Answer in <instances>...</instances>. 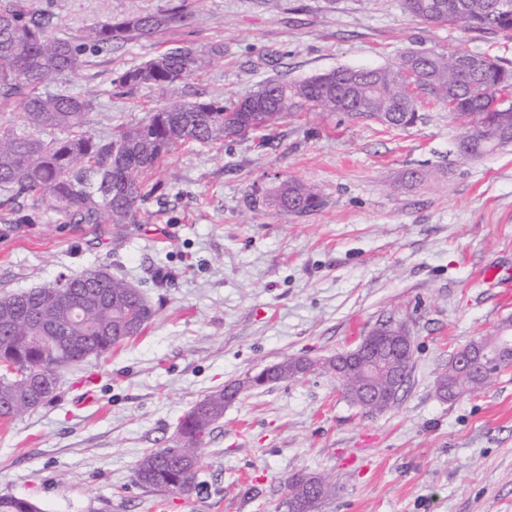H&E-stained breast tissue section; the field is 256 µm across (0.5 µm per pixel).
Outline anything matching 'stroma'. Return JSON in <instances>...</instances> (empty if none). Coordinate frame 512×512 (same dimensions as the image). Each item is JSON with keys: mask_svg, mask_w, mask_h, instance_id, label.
Instances as JSON below:
<instances>
[{"mask_svg": "<svg viewBox=\"0 0 512 512\" xmlns=\"http://www.w3.org/2000/svg\"><path fill=\"white\" fill-rule=\"evenodd\" d=\"M167 0H54L58 33ZM184 27L89 51L72 93L92 98L94 133L144 119V89L115 75L177 46H224L195 81L233 102L270 78L397 64L412 51H465L512 68V40L412 18L403 0H191ZM418 119L309 110L224 147L190 144L155 171L164 193L122 235L62 224L31 201L0 207V296L98 267L142 284L160 314L112 354L71 366L52 399L0 423V496L41 512H288L296 472L335 493L314 512H512V365L491 387L441 398L454 353L512 320V298L475 274L512 267V145L461 155V122L428 91ZM315 187L307 214L268 208L283 180ZM413 340L409 381L382 413L351 405L322 373L244 392L207 439L188 496L145 488L143 453L224 384L286 357L324 359L381 322Z\"/></svg>", "mask_w": 512, "mask_h": 512, "instance_id": "stroma-1", "label": "stroma"}]
</instances>
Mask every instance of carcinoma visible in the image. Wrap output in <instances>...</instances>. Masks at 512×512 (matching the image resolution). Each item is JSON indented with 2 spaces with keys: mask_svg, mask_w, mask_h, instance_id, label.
Returning <instances> with one entry per match:
<instances>
[{
  "mask_svg": "<svg viewBox=\"0 0 512 512\" xmlns=\"http://www.w3.org/2000/svg\"><path fill=\"white\" fill-rule=\"evenodd\" d=\"M406 10L427 24L464 23L477 30L512 36V0H405ZM52 4L35 0H0V107L22 106V124H0V190L4 204L21 197L34 209L53 213L64 224L138 223L152 198L163 189L148 176L179 146L194 142L224 146L256 131L281 124L292 112L314 108L381 119L394 128L412 125L418 104L414 89L427 90L449 105L464 123L463 140L482 156L512 144L507 138L489 142L488 129L512 133V109L488 112L493 101L512 95V70L488 57L464 67L459 53L410 52L394 67L355 70L340 67L299 81L269 79L229 105L192 83L216 59L224 45L205 50L179 46L124 69L112 79L120 94L142 88L163 97L142 121L119 125L98 135L86 130L93 101L58 88L80 65L88 50L123 47L190 24L191 6L171 4L153 12L96 20L77 36L54 34ZM275 210L306 214L322 205L312 186L288 180L265 196ZM86 310L76 319L72 304ZM158 315L138 285L105 268L64 275L48 288H30L0 296V420L14 421L49 401L61 373L70 365L100 358L140 335ZM313 368L302 358H285L264 384L296 378ZM498 370L483 378L451 368L438 378L441 397L475 391L491 384ZM37 378L50 380L39 400L25 393ZM348 401L368 412L393 406L397 396L379 380L383 393L376 403H363V377L353 368L336 376ZM242 384L231 383L198 401L180 419V437L169 448L151 449L135 468L146 487L189 495L196 489L202 448L224 408L237 399ZM288 512L316 504L332 492L323 476L295 473L287 482ZM0 512H39L32 502L0 496Z\"/></svg>",
  "mask_w": 512,
  "mask_h": 512,
  "instance_id": "carcinoma-1",
  "label": "carcinoma"
}]
</instances>
